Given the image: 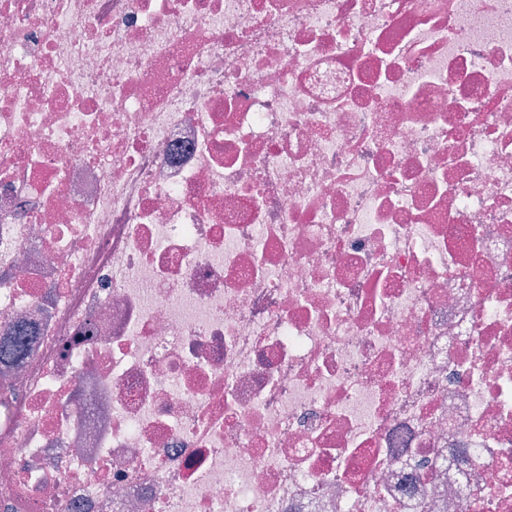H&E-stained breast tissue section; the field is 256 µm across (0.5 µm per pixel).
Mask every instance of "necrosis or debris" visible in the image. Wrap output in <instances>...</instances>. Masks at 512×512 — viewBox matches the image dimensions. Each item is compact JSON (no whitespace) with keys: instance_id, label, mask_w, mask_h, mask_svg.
Wrapping results in <instances>:
<instances>
[{"instance_id":"necrosis-or-debris-1","label":"necrosis or debris","mask_w":512,"mask_h":512,"mask_svg":"<svg viewBox=\"0 0 512 512\" xmlns=\"http://www.w3.org/2000/svg\"><path fill=\"white\" fill-rule=\"evenodd\" d=\"M0 512H512V0H0Z\"/></svg>"}]
</instances>
